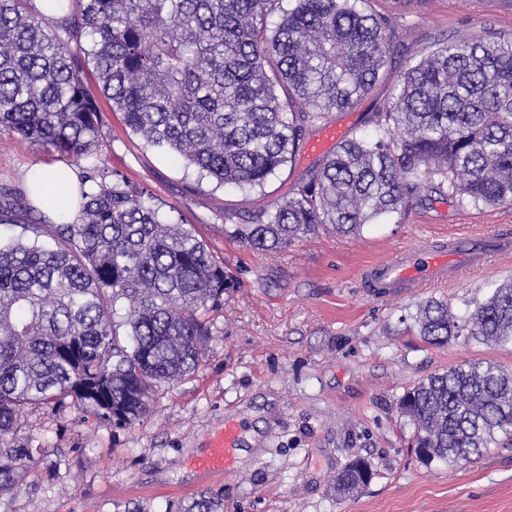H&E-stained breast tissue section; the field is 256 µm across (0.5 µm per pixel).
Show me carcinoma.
<instances>
[{"mask_svg":"<svg viewBox=\"0 0 512 512\" xmlns=\"http://www.w3.org/2000/svg\"><path fill=\"white\" fill-rule=\"evenodd\" d=\"M274 0H78L63 20L0 0V135H19L63 162L103 139L84 81L93 66L125 127L220 185L262 186L303 133L367 94L390 58L387 19L367 0H292L272 28ZM374 133L342 141L267 221L225 234L272 251L329 224L344 235L409 205L434 185L477 206H512V35L448 40L404 73ZM80 221L30 224L0 205V497L41 462L18 437L28 410L74 406L101 427L144 418L159 387L199 365L202 314L235 281L192 229L165 219L154 196L96 163L85 171ZM125 304L124 334L116 329ZM433 345L479 337L512 345V281L464 317L448 303L419 309ZM423 462L458 464L512 440V375L470 363L435 374L399 400ZM366 485L351 470L336 491ZM182 512H224L201 492Z\"/></svg>","mask_w":512,"mask_h":512,"instance_id":"carcinoma-1","label":"carcinoma"}]
</instances>
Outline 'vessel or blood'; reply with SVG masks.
<instances>
[{
  "instance_id": "obj_1",
  "label": "vessel or blood",
  "mask_w": 512,
  "mask_h": 512,
  "mask_svg": "<svg viewBox=\"0 0 512 512\" xmlns=\"http://www.w3.org/2000/svg\"><path fill=\"white\" fill-rule=\"evenodd\" d=\"M464 250L465 244L461 241L450 244L445 250L424 245L406 246L369 267L366 277L373 287L386 290L433 285L445 281L452 271L448 252ZM240 432L238 423L225 422L223 431L211 438L207 451L192 460L193 470L200 476L209 477L234 469V450L238 446Z\"/></svg>"
}]
</instances>
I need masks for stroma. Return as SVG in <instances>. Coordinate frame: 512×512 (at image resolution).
I'll return each instance as SVG.
<instances>
[{
    "label": "stroma",
    "mask_w": 512,
    "mask_h": 512,
    "mask_svg": "<svg viewBox=\"0 0 512 512\" xmlns=\"http://www.w3.org/2000/svg\"><path fill=\"white\" fill-rule=\"evenodd\" d=\"M389 22L393 52L382 77L351 108L309 127L291 162L259 187L240 191L200 178L127 130L108 103L110 135L94 151L100 168L146 187L170 221L196 235L236 281L208 316L210 335L196 372L163 386L147 417L128 428H102L75 409L25 414L22 434L47 456L0 512H179L199 491L222 493L224 512H512V447L501 445L454 466L422 463L398 403L430 375L468 363L512 373V346L467 337L438 346L418 333L420 304L448 302L464 315L490 288L512 280V251L466 270L451 283L401 296L372 294L364 268L402 246L454 235L469 242L512 238V206L462 203L423 188L409 210L341 236L332 228L265 252L224 232L266 219L276 202L335 152L309 142L326 127L347 136L374 131L405 69L444 39L512 33V0H370ZM38 146L0 136V189L26 190V173L51 163ZM243 424L246 457L209 479L190 467L225 421ZM361 457L374 475L347 496L336 476Z\"/></svg>",
    "instance_id": "1"
}]
</instances>
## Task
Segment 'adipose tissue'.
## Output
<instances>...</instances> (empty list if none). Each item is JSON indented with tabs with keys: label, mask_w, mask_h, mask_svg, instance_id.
Returning <instances> with one entry per match:
<instances>
[{
	"label": "adipose tissue",
	"mask_w": 512,
	"mask_h": 512,
	"mask_svg": "<svg viewBox=\"0 0 512 512\" xmlns=\"http://www.w3.org/2000/svg\"><path fill=\"white\" fill-rule=\"evenodd\" d=\"M27 185L48 218L58 224L74 221L79 210L77 170L62 165H36L27 173Z\"/></svg>",
	"instance_id": "1"
}]
</instances>
